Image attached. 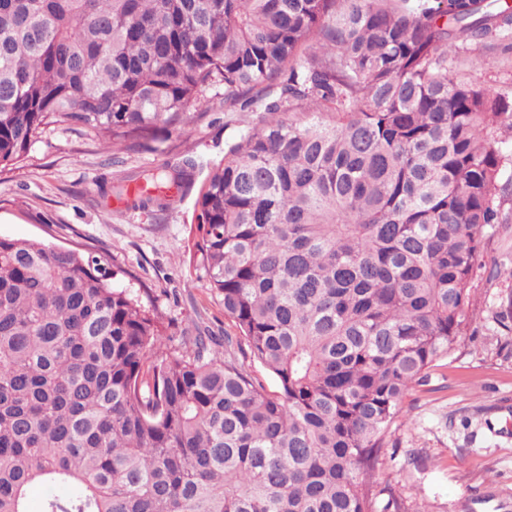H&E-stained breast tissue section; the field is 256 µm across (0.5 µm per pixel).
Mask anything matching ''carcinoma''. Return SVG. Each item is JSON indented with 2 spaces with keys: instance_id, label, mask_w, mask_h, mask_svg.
<instances>
[{
  "instance_id": "carcinoma-1",
  "label": "carcinoma",
  "mask_w": 512,
  "mask_h": 512,
  "mask_svg": "<svg viewBox=\"0 0 512 512\" xmlns=\"http://www.w3.org/2000/svg\"><path fill=\"white\" fill-rule=\"evenodd\" d=\"M508 38L507 0H0V166L51 126L147 149L216 83L264 113L196 199L191 260L238 330L222 353L202 335L164 351L96 259L0 238V512H28L35 484L62 489L44 512H402L369 476L509 221L512 99L448 64ZM195 168L112 196L163 211Z\"/></svg>"
}]
</instances>
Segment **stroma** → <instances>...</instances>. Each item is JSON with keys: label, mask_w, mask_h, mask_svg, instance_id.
Returning a JSON list of instances; mask_svg holds the SVG:
<instances>
[{"label": "stroma", "mask_w": 512, "mask_h": 512, "mask_svg": "<svg viewBox=\"0 0 512 512\" xmlns=\"http://www.w3.org/2000/svg\"><path fill=\"white\" fill-rule=\"evenodd\" d=\"M451 71L512 98V46L471 45ZM262 118L231 112L224 88L207 92L191 129L166 127L153 149H103L80 126L45 131L27 158L0 168V237L37 238L77 249L115 272L120 287L149 289L172 336L233 334L204 270L186 252L202 173L166 211H111L112 184L185 159L218 165L228 145ZM473 321L458 351L436 362L404 404L373 476L394 487L406 512H512V223L490 229L473 276Z\"/></svg>", "instance_id": "obj_1"}]
</instances>
